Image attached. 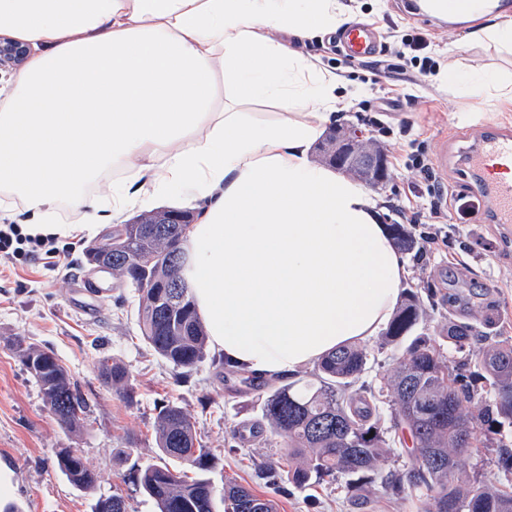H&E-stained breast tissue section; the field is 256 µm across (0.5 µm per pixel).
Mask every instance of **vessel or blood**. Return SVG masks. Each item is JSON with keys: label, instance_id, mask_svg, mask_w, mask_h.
Masks as SVG:
<instances>
[{"label": "vessel or blood", "instance_id": "vessel-or-blood-1", "mask_svg": "<svg viewBox=\"0 0 512 512\" xmlns=\"http://www.w3.org/2000/svg\"><path fill=\"white\" fill-rule=\"evenodd\" d=\"M336 43L346 55L366 59L376 54L380 40L372 24L359 22L339 34ZM507 160H512V135L491 126L465 153L466 164L482 176L476 193L486 196L495 222L505 225L512 224V177L498 174L497 167Z\"/></svg>", "mask_w": 512, "mask_h": 512}]
</instances>
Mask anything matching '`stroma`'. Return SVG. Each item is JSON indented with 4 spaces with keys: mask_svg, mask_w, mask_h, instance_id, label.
I'll return each mask as SVG.
<instances>
[{
    "mask_svg": "<svg viewBox=\"0 0 512 512\" xmlns=\"http://www.w3.org/2000/svg\"><path fill=\"white\" fill-rule=\"evenodd\" d=\"M354 5L355 20L374 24L379 33L396 29L426 34L427 53L440 62L457 57L477 68L497 62L493 53L462 40L461 24L414 13L406 0H354ZM303 50L347 83L360 85L367 104H376L389 87L420 96V106L404 104L378 114L346 112L340 123L364 132L388 156L409 141L423 142L455 192L471 194L476 183L462 153L480 127L512 129V108L449 85L441 75L424 76L408 65L387 78L370 61L336 55L324 40L307 41ZM380 122L392 128V135H379ZM388 173L384 183L372 188L383 207L382 221L397 223L395 205L411 203L419 212L411 232L425 249V235L435 226L426 199L410 192L417 178L401 166H389ZM444 230L448 242L439 251L421 261L410 253L405 256L406 286L416 287L424 299L433 292L438 295L429 308L428 328L441 329L452 318L475 325L489 314L496 320L497 335L512 336V230L487 220L463 224L453 211ZM93 244L90 238L79 241L63 268L27 260L0 274V474L9 484L0 494V512H94L98 492L115 489L125 494L128 512H157L155 503L139 491L135 476L156 457V417L166 401L182 406L196 420L201 442L212 455L207 476L216 492L232 480L274 498L280 512H424L425 496L410 487L390 496L377 484L357 499L340 479L298 489L287 480L264 477L266 468L287 470L288 459L270 432L246 443L239 439L243 425L261 417L258 392L231 390L208 362L188 382H180L177 370L160 361L143 340L133 289L91 272L85 251ZM20 341L53 352L88 397L90 410L81 429L60 426L46 408L39 384L18 356ZM107 358L126 367L132 401L104 383L99 364ZM61 448L80 453L97 476L98 492L76 489L63 478L55 457Z\"/></svg>",
    "mask_w": 512,
    "mask_h": 512,
    "instance_id": "stroma-1",
    "label": "stroma"
}]
</instances>
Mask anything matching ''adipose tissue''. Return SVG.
<instances>
[{
    "label": "adipose tissue",
    "mask_w": 512,
    "mask_h": 512,
    "mask_svg": "<svg viewBox=\"0 0 512 512\" xmlns=\"http://www.w3.org/2000/svg\"><path fill=\"white\" fill-rule=\"evenodd\" d=\"M427 5L509 62L475 77L452 59L447 79L512 101V13ZM350 12L347 0H0V31L30 48L0 88V211L24 206L25 233L65 241L164 196L196 209L184 275L211 348L249 375L286 380L377 335L407 268L378 200L310 157L357 91L281 38L336 30ZM263 101L279 111L249 112Z\"/></svg>",
    "instance_id": "1"
}]
</instances>
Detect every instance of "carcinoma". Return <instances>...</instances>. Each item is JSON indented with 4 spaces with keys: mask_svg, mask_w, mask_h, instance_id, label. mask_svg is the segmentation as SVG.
<instances>
[{
    "mask_svg": "<svg viewBox=\"0 0 512 512\" xmlns=\"http://www.w3.org/2000/svg\"><path fill=\"white\" fill-rule=\"evenodd\" d=\"M154 212L140 214L112 229L125 236L123 261L112 277L134 289L138 325L144 341L164 362L187 378L207 357L208 336L198 318L191 288L162 290L150 280L164 281L183 271L187 256L170 249L184 241L188 225L159 224ZM397 249L412 252L415 241L403 224L393 225ZM428 314L412 290L404 294L381 334L379 348L400 351L396 366L379 374L378 386L360 382L369 352L345 345L325 355L311 381L275 386V381L242 379L266 390L261 396V421L288 449V483L305 488L326 477L342 479L360 497L376 479L395 493L409 483L427 497L426 512H512V491L472 481L465 462L475 434L482 430L497 444L498 464L512 475V446L500 438L512 428V337L476 346L478 332L448 318L447 328L427 332ZM23 366L38 381L43 401L58 423L80 426L89 410L66 369L53 353L16 343ZM105 382L133 400L134 390L123 364L104 360ZM392 403L390 425L384 426L378 402ZM405 432L415 455L403 474L381 475L396 441L390 432ZM155 441L158 462L136 474L142 492L158 512H215L213 487L205 472L210 452L199 444L196 422L174 402L161 404ZM178 460L196 476L169 465ZM60 474L80 490L97 491V476L71 448L56 452ZM224 512H278V503L236 483L224 485ZM95 512H128L122 493L99 494Z\"/></svg>",
    "mask_w": 512,
    "mask_h": 512,
    "instance_id": "1",
    "label": "carcinoma"
}]
</instances>
